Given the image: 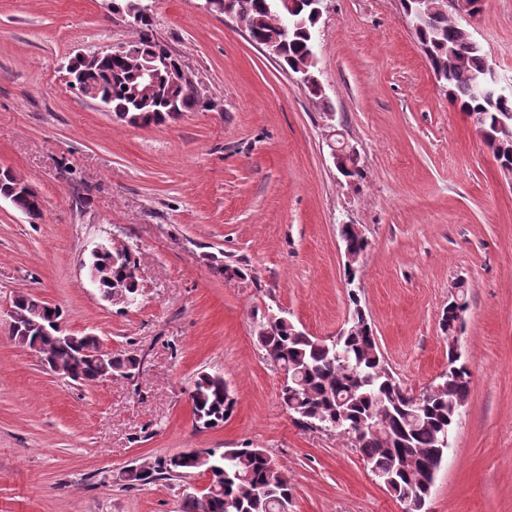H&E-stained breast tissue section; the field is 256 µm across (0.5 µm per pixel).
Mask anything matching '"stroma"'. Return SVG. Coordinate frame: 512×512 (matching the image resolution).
<instances>
[{
	"instance_id": "1",
	"label": "stroma",
	"mask_w": 512,
	"mask_h": 512,
	"mask_svg": "<svg viewBox=\"0 0 512 512\" xmlns=\"http://www.w3.org/2000/svg\"><path fill=\"white\" fill-rule=\"evenodd\" d=\"M105 3L0 0V169L45 198L36 224L0 198V309L37 295L141 368L71 383L0 334V512H178L181 482L131 487L127 467L243 446L285 471L292 512H403L354 447L289 415L257 324L282 310L331 337L357 293L417 394L448 367L440 321L459 285L470 392L427 512H512V178L436 83L401 0H328L319 99L202 0H152L153 32L199 101L148 127L82 98L59 68L137 38ZM469 28L512 84V0H485ZM332 124L358 149L361 181L337 172ZM344 223L368 241L351 279ZM107 237L140 252L137 306L103 300L83 267ZM202 372L236 398L211 429L188 400Z\"/></svg>"
}]
</instances>
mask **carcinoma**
I'll return each mask as SVG.
<instances>
[{"label":"carcinoma","mask_w":512,"mask_h":512,"mask_svg":"<svg viewBox=\"0 0 512 512\" xmlns=\"http://www.w3.org/2000/svg\"><path fill=\"white\" fill-rule=\"evenodd\" d=\"M233 8L256 42H272L281 48L276 61L294 71L310 64L311 42L317 20L304 0H289L288 11L278 0H231ZM410 21L430 68L440 75L448 99L459 109L477 118L476 131L493 152L504 175H512V94L502 96L489 79L490 64L483 46L472 42L465 26L455 14L435 9L426 15L412 13ZM151 19L142 20L138 40L130 43L133 51L100 61L96 70L102 87V101L120 121L129 123L142 112L154 114L155 124L171 120L170 91L162 87L148 100L133 94L140 66L153 53L154 45L145 41ZM180 111L196 105L192 80L176 97ZM9 197L21 213L29 209L27 196L17 189L14 176H0V197ZM112 254L124 259L109 263L102 291L130 293L139 288L135 270L140 263L137 250L118 245ZM15 306L36 311L40 326L18 335L16 342L33 348L38 344L53 350L64 366L83 348L97 346L100 338L88 334L76 336L74 344H61L50 326L54 313L48 303L31 294L14 297ZM258 342L263 356L275 369L287 375L281 386V399L288 412L301 419L305 427H329L352 443L367 468L387 491L409 512H426L432 486L428 472L440 468L448 449L441 440L457 425L450 403L468 397L471 372L458 359H448V369L433 385V393L416 399L386 366L371 335L370 322L356 320L346 334L336 340L302 335L284 316L258 324ZM192 413L203 428L216 427L232 413L235 400L224 376L201 373L194 380ZM379 424L380 432L356 437L352 429L360 423ZM211 472V487L205 494H183L181 512H291L289 480L280 465L261 448H192L152 462H143L126 470L129 485H144L158 477L188 479Z\"/></svg>","instance_id":"carcinoma-1"}]
</instances>
